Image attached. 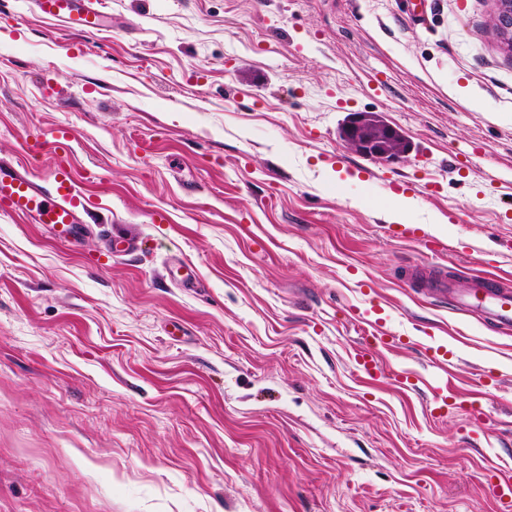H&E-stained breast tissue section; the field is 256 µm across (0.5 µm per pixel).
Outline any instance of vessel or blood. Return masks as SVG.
I'll list each match as a JSON object with an SVG mask.
<instances>
[{"mask_svg": "<svg viewBox=\"0 0 512 512\" xmlns=\"http://www.w3.org/2000/svg\"><path fill=\"white\" fill-rule=\"evenodd\" d=\"M35 5L43 16L61 21L75 32L100 29L103 22L101 0H36ZM54 152L57 162L47 186L35 181L24 167L0 162V212L50 225L56 229L60 242L66 243L82 233L85 199L75 192L76 176L67 160V143L55 141ZM425 283L428 288L449 295L457 309L477 311L497 325L512 327V291L501 288L497 275L462 281L431 276ZM395 343L394 337L376 329L364 336L359 364L365 379L376 380L384 371L377 348Z\"/></svg>", "mask_w": 512, "mask_h": 512, "instance_id": "1", "label": "vessel or blood"}]
</instances>
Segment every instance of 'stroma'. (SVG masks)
Masks as SVG:
<instances>
[{
    "label": "stroma",
    "instance_id": "1",
    "mask_svg": "<svg viewBox=\"0 0 512 512\" xmlns=\"http://www.w3.org/2000/svg\"><path fill=\"white\" fill-rule=\"evenodd\" d=\"M102 2L78 35L0 0V160L50 184L67 133L93 202L70 249L0 214V512H498L512 329L408 277L512 275L496 0ZM356 112L409 152L346 147ZM369 335L363 336V342L359 353V365L364 372V379L376 380L379 374L384 372L382 361L375 354L378 347L398 346L397 341L392 336H385L376 327L372 326Z\"/></svg>",
    "mask_w": 512,
    "mask_h": 512
}]
</instances>
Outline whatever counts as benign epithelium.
<instances>
[{
	"label": "benign epithelium",
	"instance_id": "obj_1",
	"mask_svg": "<svg viewBox=\"0 0 512 512\" xmlns=\"http://www.w3.org/2000/svg\"><path fill=\"white\" fill-rule=\"evenodd\" d=\"M491 23L512 50V0H497ZM341 137L355 152L374 159L392 160L409 150L406 137L377 113H354L341 128Z\"/></svg>",
	"mask_w": 512,
	"mask_h": 512
}]
</instances>
